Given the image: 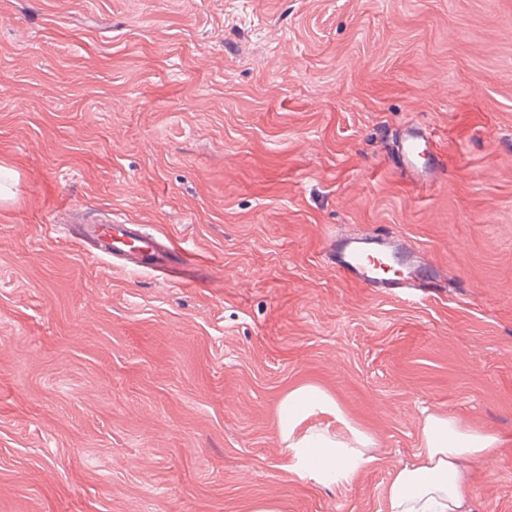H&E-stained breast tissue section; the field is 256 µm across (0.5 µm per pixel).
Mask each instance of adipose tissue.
Returning a JSON list of instances; mask_svg holds the SVG:
<instances>
[{"instance_id":"adipose-tissue-1","label":"adipose tissue","mask_w":512,"mask_h":512,"mask_svg":"<svg viewBox=\"0 0 512 512\" xmlns=\"http://www.w3.org/2000/svg\"><path fill=\"white\" fill-rule=\"evenodd\" d=\"M317 410L339 412L332 397L313 386L297 387L283 399L278 432L288 452L284 468L306 470L323 484L350 480L360 467L373 462L370 450L377 441L346 420L337 429L306 425V417ZM419 437L415 461L390 478L387 512H471L470 467L495 446L496 436L429 414Z\"/></svg>"}]
</instances>
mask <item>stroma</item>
<instances>
[{
	"label": "stroma",
	"mask_w": 512,
	"mask_h": 512,
	"mask_svg": "<svg viewBox=\"0 0 512 512\" xmlns=\"http://www.w3.org/2000/svg\"><path fill=\"white\" fill-rule=\"evenodd\" d=\"M0 164V512H386L428 411L498 436L472 507L512 512V0H0ZM75 210L198 286L98 258ZM336 232L446 285L345 279ZM302 385L377 439L351 480L282 469ZM395 153L403 170L419 184H428L438 175L442 163L436 137L416 124L405 126L398 135ZM84 236L93 244L98 257L134 255V265L152 271L177 264L190 266L196 261L193 254L179 251L171 242L166 244L142 235L135 224L92 225L85 229Z\"/></svg>",
	"instance_id": "stroma-1"
}]
</instances>
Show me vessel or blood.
I'll use <instances>...</instances> for the list:
<instances>
[{
  "label": "vessel or blood",
  "mask_w": 512,
  "mask_h": 512,
  "mask_svg": "<svg viewBox=\"0 0 512 512\" xmlns=\"http://www.w3.org/2000/svg\"><path fill=\"white\" fill-rule=\"evenodd\" d=\"M396 156L410 178L419 184L434 180L442 162L436 137L416 124L399 133ZM100 257L133 256L135 265L156 270L179 263L193 265V254L179 251L174 244L142 235L133 224H97L84 231ZM326 256L342 277L378 290L418 288L432 293L441 287L437 269L426 266L420 254L406 243L386 236L369 239L330 238Z\"/></svg>",
  "instance_id": "vessel-or-blood-1"
}]
</instances>
